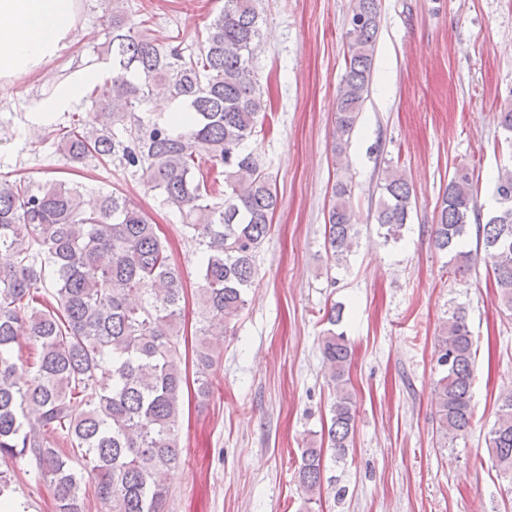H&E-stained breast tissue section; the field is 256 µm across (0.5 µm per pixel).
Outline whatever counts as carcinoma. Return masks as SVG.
<instances>
[{"label":"carcinoma","mask_w":512,"mask_h":512,"mask_svg":"<svg viewBox=\"0 0 512 512\" xmlns=\"http://www.w3.org/2000/svg\"><path fill=\"white\" fill-rule=\"evenodd\" d=\"M257 0H224L198 51L163 46L129 23L128 0H113L106 51L111 76L93 90L96 109L57 141L74 164H119L179 212L199 246L196 300L203 324L196 350L198 393L212 390L219 362L208 341L222 336L246 305L258 276L257 254L278 205L269 175L248 144L267 119L253 69L260 42ZM348 31L345 73L337 94L338 138L351 133L369 91L380 26L378 0H358ZM161 92L185 113L182 125L139 111ZM210 163L207 173L199 159ZM473 174L455 170L436 206L434 247L450 255L456 276L475 261L459 248L477 224L485 261L512 311V168L498 173V209L480 223ZM339 181L325 224L331 256L340 262L360 235ZM414 189L396 168L385 171L375 220L385 241L402 239ZM0 502H16L15 465L34 462L33 478L53 489L55 512H168L165 472L181 455L177 424L183 372L179 320L185 288L167 248L131 198L98 196L89 207L84 185L63 179L0 178ZM35 346L34 361L15 354L19 333ZM333 385L329 447L346 456L352 434L348 388L351 349L332 329L320 339ZM476 350L466 309L456 307L439 337L443 367L436 395L438 433L454 447L472 427ZM487 450L512 479V392L501 399ZM323 449H302L296 477L309 496L321 489Z\"/></svg>","instance_id":"1"}]
</instances>
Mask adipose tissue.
Here are the masks:
<instances>
[{
    "label": "adipose tissue",
    "mask_w": 512,
    "mask_h": 512,
    "mask_svg": "<svg viewBox=\"0 0 512 512\" xmlns=\"http://www.w3.org/2000/svg\"><path fill=\"white\" fill-rule=\"evenodd\" d=\"M79 0H0V92L78 41Z\"/></svg>",
    "instance_id": "1"
}]
</instances>
